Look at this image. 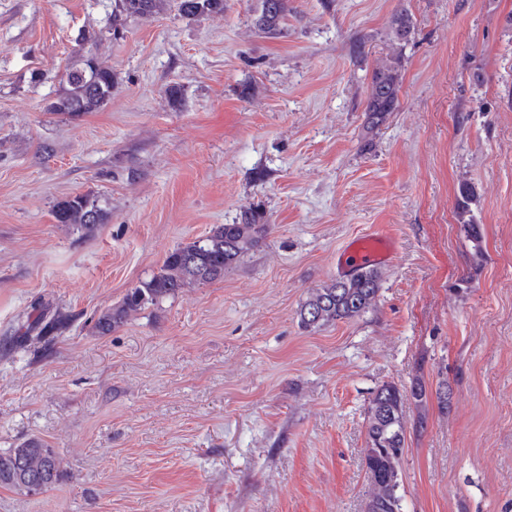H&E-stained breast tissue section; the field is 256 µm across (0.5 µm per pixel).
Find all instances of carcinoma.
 Returning a JSON list of instances; mask_svg holds the SVG:
<instances>
[{"instance_id": "obj_1", "label": "carcinoma", "mask_w": 512, "mask_h": 512, "mask_svg": "<svg viewBox=\"0 0 512 512\" xmlns=\"http://www.w3.org/2000/svg\"><path fill=\"white\" fill-rule=\"evenodd\" d=\"M159 0H116L112 23L125 18L146 16L154 12ZM180 15L194 19L224 11V0H177ZM288 15V0H259L256 27L270 38L283 31ZM410 14L400 12L393 20L391 39L397 50L387 55L377 66L372 78L371 93L364 109L366 130L378 129L399 104V71L402 48L414 33ZM115 74L112 69L88 57L70 69L66 86L50 102L52 112L79 115L102 108L112 95ZM477 203L474 188L467 182L458 187L457 221L462 224L476 255H483V240L471 205ZM53 216L59 224H69L76 230L92 231L105 219V211L97 199L76 194L58 201ZM269 225L259 223V217L246 213L233 224H216L204 236L174 247L149 278L130 288L122 300L104 310L95 328L105 334L123 325L131 313L160 304L192 284H205L224 278L267 234ZM383 280V273L366 267L345 278L334 280L311 290L301 303L298 317L301 327L315 330L338 321L361 316L374 302ZM39 313L28 323L27 331L47 334L61 322L49 304L38 303ZM406 391L394 383L382 384L374 393L367 411V441L363 463L372 485V494L365 512H402V461L405 448L404 403ZM20 460L34 475L45 474L40 491L61 480L59 463L53 449L38 439H29L14 448L0 451V486L16 487L6 476L15 461Z\"/></svg>"}]
</instances>
